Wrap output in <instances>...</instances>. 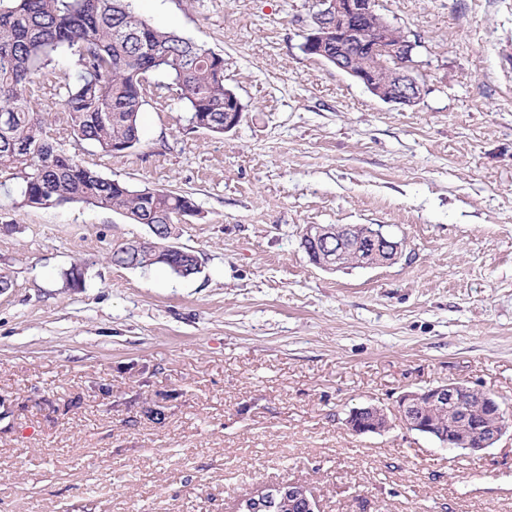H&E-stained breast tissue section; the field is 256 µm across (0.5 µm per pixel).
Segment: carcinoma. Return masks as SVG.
<instances>
[{
  "label": "carcinoma",
  "instance_id": "1",
  "mask_svg": "<svg viewBox=\"0 0 512 512\" xmlns=\"http://www.w3.org/2000/svg\"><path fill=\"white\" fill-rule=\"evenodd\" d=\"M224 56L184 34L142 18L133 0H0V176L13 183L19 207L47 209L85 203L112 210L134 224H153V238L112 250L117 266L142 268L164 244L178 215L198 210L191 194L135 188L86 165L90 146L112 154V144L140 138V116L152 101L159 112L182 110L208 119L224 134ZM51 102L64 114L72 149L54 147ZM189 278L199 273L189 250L165 264ZM436 440L470 420L431 409Z\"/></svg>",
  "mask_w": 512,
  "mask_h": 512
}]
</instances>
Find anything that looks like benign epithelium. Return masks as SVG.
I'll return each instance as SVG.
<instances>
[{
  "label": "benign epithelium",
  "mask_w": 512,
  "mask_h": 512,
  "mask_svg": "<svg viewBox=\"0 0 512 512\" xmlns=\"http://www.w3.org/2000/svg\"><path fill=\"white\" fill-rule=\"evenodd\" d=\"M312 13L321 16L324 23L307 22L302 43L305 54L332 64L381 101L408 107L420 102L424 87L413 75L415 43L410 40L392 42L393 26L377 13L375 0H314ZM355 45L362 46L375 63L356 66ZM242 118L240 102L232 95L224 103V131L235 129ZM332 235L341 242L351 243L356 253L363 256L361 265L366 268L391 265L402 256L401 243L389 240L382 231L368 225L312 224L302 235V247L310 261L325 270L340 268V258L316 252L311 245ZM465 389L463 384H452L406 391L397 399L396 417L407 428L428 433L430 429L422 423L419 411L446 407L468 416L470 411L460 399ZM489 408V413L473 423L472 432L448 435V447L474 454L497 443L512 426V414L497 400L490 402ZM345 424L362 435L388 429L390 418L384 408L370 405L353 409ZM298 500L305 502L306 512H316L315 499L301 485L263 490L243 505L242 512H289Z\"/></svg>",
  "instance_id": "1"
}]
</instances>
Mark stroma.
<instances>
[{
	"instance_id": "35a3bbf8",
	"label": "stroma",
	"mask_w": 512,
	"mask_h": 512,
	"mask_svg": "<svg viewBox=\"0 0 512 512\" xmlns=\"http://www.w3.org/2000/svg\"><path fill=\"white\" fill-rule=\"evenodd\" d=\"M133 5L222 54L246 111L214 136L150 103L135 150L83 155L192 194L190 278L112 264L147 225L0 187V512H234L284 483L319 512H512V429L473 455L344 425L448 383L512 407V0H376L418 43L413 107L303 52L311 0ZM310 224L403 255L324 270ZM329 237L326 248L331 255H322L311 248L322 238ZM336 239L351 242L357 254L363 256L360 262L364 267H380L396 263L402 256L401 243L389 240L381 230L371 229L369 225H309L302 235V247L310 256V261L325 270L338 269L340 254L336 251ZM336 262V265H335Z\"/></svg>"
}]
</instances>
